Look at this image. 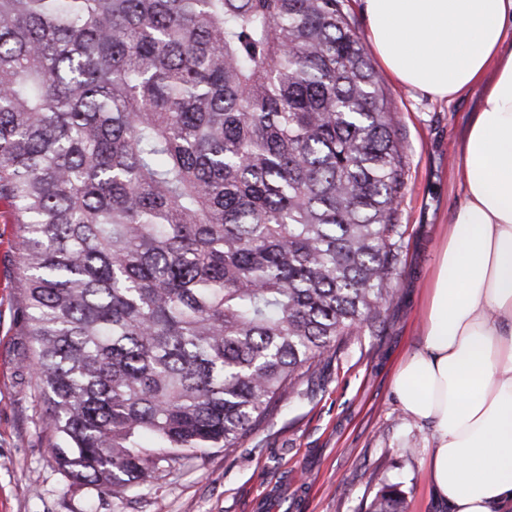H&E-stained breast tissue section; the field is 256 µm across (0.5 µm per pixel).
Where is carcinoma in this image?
<instances>
[{
	"label": "carcinoma",
	"mask_w": 512,
	"mask_h": 512,
	"mask_svg": "<svg viewBox=\"0 0 512 512\" xmlns=\"http://www.w3.org/2000/svg\"><path fill=\"white\" fill-rule=\"evenodd\" d=\"M403 176L342 0H0V203L72 482L239 447L380 322Z\"/></svg>",
	"instance_id": "obj_1"
}]
</instances>
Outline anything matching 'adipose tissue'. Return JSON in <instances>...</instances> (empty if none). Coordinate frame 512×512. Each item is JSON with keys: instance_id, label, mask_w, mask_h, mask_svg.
<instances>
[{"instance_id": "obj_1", "label": "adipose tissue", "mask_w": 512, "mask_h": 512, "mask_svg": "<svg viewBox=\"0 0 512 512\" xmlns=\"http://www.w3.org/2000/svg\"><path fill=\"white\" fill-rule=\"evenodd\" d=\"M396 82L439 100L484 87L459 152L462 199L440 246L419 350L392 383L431 426L428 477L450 512L512 507V0H364Z\"/></svg>"}]
</instances>
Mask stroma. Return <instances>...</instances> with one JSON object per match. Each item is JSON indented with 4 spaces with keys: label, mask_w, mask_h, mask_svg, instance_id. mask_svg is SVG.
<instances>
[{
    "label": "stroma",
    "mask_w": 512,
    "mask_h": 512,
    "mask_svg": "<svg viewBox=\"0 0 512 512\" xmlns=\"http://www.w3.org/2000/svg\"><path fill=\"white\" fill-rule=\"evenodd\" d=\"M383 87L406 157L393 303L317 363L241 447L210 449L151 487L117 496L59 469L22 334L18 231L0 212V512H364L383 479L403 482L406 512H448L424 470L432 429L401 412L392 379L420 346L436 254L462 197L461 141L483 88L448 102L389 79Z\"/></svg>",
    "instance_id": "stroma-1"
}]
</instances>
